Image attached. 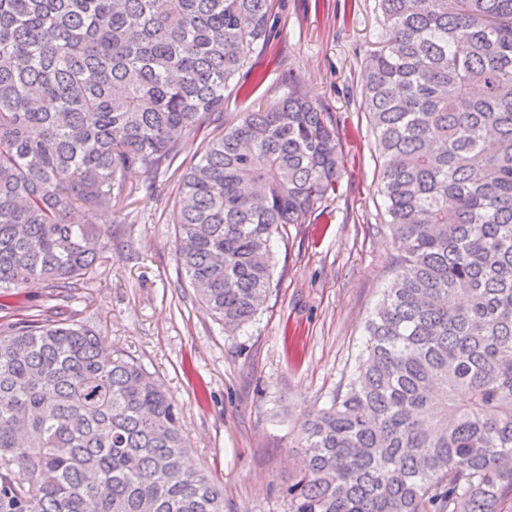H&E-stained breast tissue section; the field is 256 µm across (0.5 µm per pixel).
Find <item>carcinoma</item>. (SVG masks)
<instances>
[{
    "instance_id": "obj_1",
    "label": "carcinoma",
    "mask_w": 512,
    "mask_h": 512,
    "mask_svg": "<svg viewBox=\"0 0 512 512\" xmlns=\"http://www.w3.org/2000/svg\"><path fill=\"white\" fill-rule=\"evenodd\" d=\"M364 92L397 249L358 366L298 431L287 512H504L512 503V0H378ZM273 0H0V512H225L180 410L138 361L60 318L106 248L123 173L181 175L176 256L234 335L271 243L336 193L329 113L293 82L224 127ZM86 209L103 224L77 219ZM48 294L49 289L43 282L4 291L0 294V323L17 321L55 305L57 302L49 300Z\"/></svg>"
}]
</instances>
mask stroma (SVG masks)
<instances>
[{"mask_svg":"<svg viewBox=\"0 0 512 512\" xmlns=\"http://www.w3.org/2000/svg\"><path fill=\"white\" fill-rule=\"evenodd\" d=\"M270 23V41L246 63L264 80L247 98L225 92L224 123L298 82L329 112L343 172L306 223L274 237L255 322L228 336L201 307L175 253L179 178L140 168L126 174L132 194L114 208L104 263L74 305L180 407L190 460L223 487L232 512H286L280 490L293 478L299 426L355 369L397 254L363 103L380 48L377 0H280ZM48 294L41 282L0 293V323L49 307Z\"/></svg>","mask_w":512,"mask_h":512,"instance_id":"stroma-1","label":"stroma"}]
</instances>
